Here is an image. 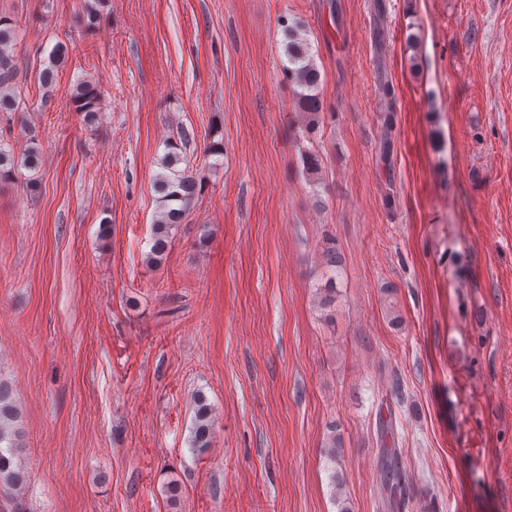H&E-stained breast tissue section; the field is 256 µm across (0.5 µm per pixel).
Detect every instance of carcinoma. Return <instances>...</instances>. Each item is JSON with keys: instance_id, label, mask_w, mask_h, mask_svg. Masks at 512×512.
I'll list each match as a JSON object with an SVG mask.
<instances>
[{"instance_id": "obj_1", "label": "carcinoma", "mask_w": 512, "mask_h": 512, "mask_svg": "<svg viewBox=\"0 0 512 512\" xmlns=\"http://www.w3.org/2000/svg\"><path fill=\"white\" fill-rule=\"evenodd\" d=\"M101 20L99 0H83L82 17L78 22L85 29L96 28ZM285 35V62L282 63L284 77L296 87V106L307 114L306 124L298 138H307L315 129L323 112V101L319 91L320 73L311 53V45L303 36L300 22L281 18ZM19 39V30L14 21L0 16V112H15L20 106L16 91L17 67L13 49ZM66 52L55 46L49 54V65L37 71V80L45 97L52 96L55 89L56 69L62 64ZM74 111L83 114V121L92 125L100 118L101 93L88 81L77 83L70 92ZM191 140L190 132L181 130L178 141L166 144L167 152L161 160L162 171L153 180L154 192L159 203L158 215L153 224L152 247L148 260L155 262L167 249L172 229L182 223L190 205L202 187L203 176L190 169V160L185 149ZM305 173L318 183L315 175L321 168L319 154L306 149L301 154ZM185 164L180 170L178 166ZM15 174V159L0 142V180ZM17 411L12 393L7 384L0 382V489L19 492L27 483L25 468L16 461L19 452L18 433L13 423ZM212 434L211 411L204 400H199L195 423L191 435V447L203 449L210 445ZM379 489L382 506L386 512H403L409 508L410 480L396 448L383 445L379 463Z\"/></svg>"}]
</instances>
